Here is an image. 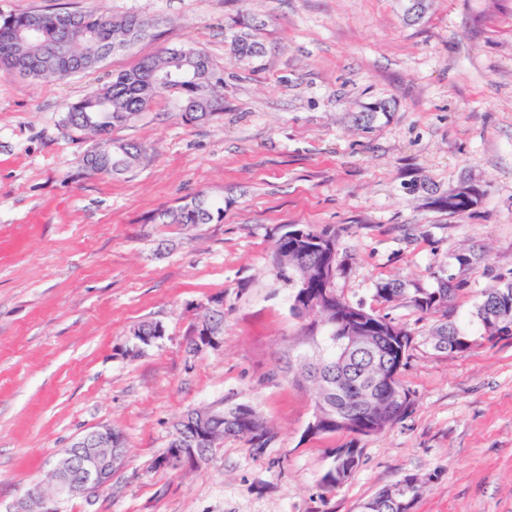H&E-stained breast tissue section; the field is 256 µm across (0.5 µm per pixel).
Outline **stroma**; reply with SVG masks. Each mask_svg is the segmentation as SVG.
I'll return each instance as SVG.
<instances>
[{
	"label": "stroma",
	"instance_id": "1",
	"mask_svg": "<svg viewBox=\"0 0 512 512\" xmlns=\"http://www.w3.org/2000/svg\"><path fill=\"white\" fill-rule=\"evenodd\" d=\"M0 0V14H137L144 39L62 80L0 74V512L17 504L81 435L122 432L127 461L96 498L59 512H360L405 476L412 512H512V336L483 335L482 292L512 274V0ZM250 15L266 48L231 50ZM203 50L224 79V109L187 121L171 91L115 128L147 158L133 174H90L88 135L68 107L113 73L167 48ZM385 110H378V103ZM484 192L451 214L435 197ZM223 204L211 224H160L198 194ZM336 234L334 278L351 305L376 306L413 343L399 380L407 414L382 432L314 436V394L280 370L315 314L271 254L287 225ZM481 254L476 267L458 254ZM457 284L447 316L410 292ZM405 294L376 304L377 283ZM224 343L186 344L213 300ZM473 337L434 349L442 320ZM165 335L136 348L133 328ZM247 402L275 434L263 453L229 438L198 469L157 466L186 410ZM360 460L336 489L321 477L334 450Z\"/></svg>",
	"mask_w": 512,
	"mask_h": 512
}]
</instances>
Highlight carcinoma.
<instances>
[{
    "mask_svg": "<svg viewBox=\"0 0 512 512\" xmlns=\"http://www.w3.org/2000/svg\"><path fill=\"white\" fill-rule=\"evenodd\" d=\"M136 14L111 17L81 12L24 11L0 15V72H24L35 79L56 80L67 69L85 72L95 68L110 54L114 46L135 44L148 34ZM238 30L231 40L232 51L241 59L255 62L264 57V45L257 39L258 25L248 19L234 22ZM64 40L69 43L67 56L58 59L52 55V46ZM169 72L179 74L181 82L172 88L182 103L192 100L195 109L183 112L193 122L209 118L223 109L221 89L224 80L216 76L208 55H183L171 49L157 56L140 60L130 70L112 76V81L98 91L72 104L64 121L75 122L81 132L93 140L106 137L112 140L110 154L88 167L93 174L124 176L134 172L143 162L145 150L137 143L129 144L112 139V129L137 119L152 103L162 88L149 83L150 77ZM484 191L464 194L450 202L441 196L437 202L450 214L470 211L482 200ZM203 205L195 201L168 209L159 214L163 224H210L224 218V207L200 196ZM272 260L279 270H288V281L293 284L292 311L300 316L317 314L318 321L308 334L310 352L300 351L288 360L287 372L299 384H309L315 390L314 408L320 410L317 433H336L343 429L361 436L371 435V417L374 407L386 400L387 390L379 379L383 368L382 356L391 351V344L382 339L381 356L373 358L357 354L341 360L337 342L345 328L340 317L347 315L350 305L343 298L329 302L325 298L322 278L323 253L312 244H297L285 236L275 242ZM456 286L450 281L439 282L435 288L414 289L411 302L423 313L447 312L448 303ZM405 292L399 282L377 284L375 296L389 302ZM512 304V278L500 279L496 288L481 293L477 315L495 304ZM409 401L395 407H386L377 423L376 432L400 419L407 411ZM214 420L210 430L212 442L218 446L226 438L245 440L249 447L263 449L274 435L257 409L247 403H226L212 409Z\"/></svg>",
    "mask_w": 512,
    "mask_h": 512,
    "instance_id": "obj_1",
    "label": "carcinoma"
}]
</instances>
